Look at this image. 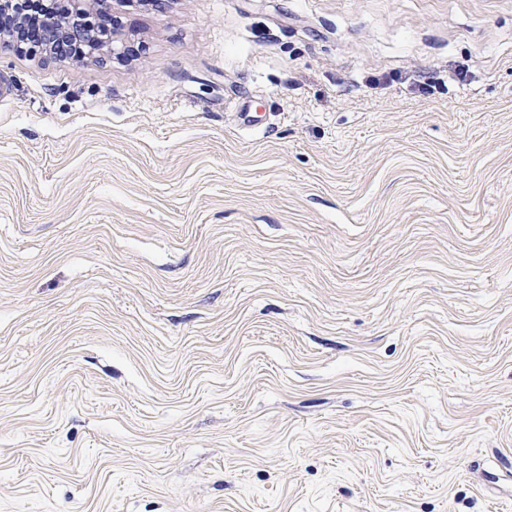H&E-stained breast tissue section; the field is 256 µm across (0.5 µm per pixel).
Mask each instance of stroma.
<instances>
[{"label":"stroma","instance_id":"1","mask_svg":"<svg viewBox=\"0 0 512 512\" xmlns=\"http://www.w3.org/2000/svg\"><path fill=\"white\" fill-rule=\"evenodd\" d=\"M106 13L0 49V512H512V0Z\"/></svg>","mask_w":512,"mask_h":512}]
</instances>
